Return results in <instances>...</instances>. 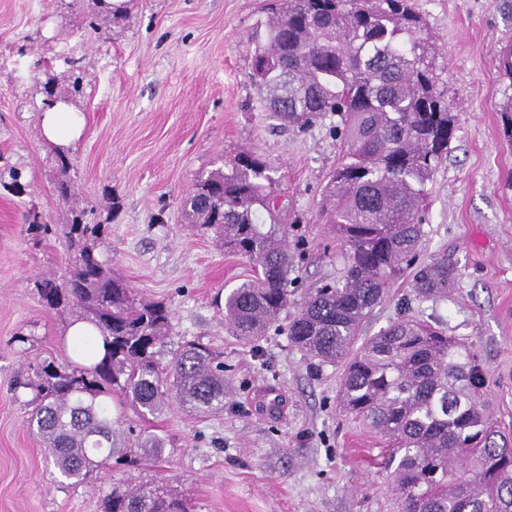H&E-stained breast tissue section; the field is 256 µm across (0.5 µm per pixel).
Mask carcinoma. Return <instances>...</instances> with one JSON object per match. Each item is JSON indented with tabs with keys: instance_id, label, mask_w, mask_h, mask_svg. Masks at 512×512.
<instances>
[{
	"instance_id": "cac0c4a2",
	"label": "carcinoma",
	"mask_w": 512,
	"mask_h": 512,
	"mask_svg": "<svg viewBox=\"0 0 512 512\" xmlns=\"http://www.w3.org/2000/svg\"><path fill=\"white\" fill-rule=\"evenodd\" d=\"M270 14L255 41L251 79L267 110L307 129L336 117L340 147L321 212L345 251L343 281L309 293L289 318V341L342 366L339 401L392 447L397 512H512V441L493 420L481 370L432 323L404 317L359 340L362 323L394 281L410 276L420 300L448 293V258L418 262L424 213L453 138L439 88L433 36L413 0H264ZM499 68L512 82V45ZM266 162L241 153L228 173L199 176L186 200L191 222L224 250L247 258L249 279L224 292V321L258 345L293 304L295 279ZM102 225L73 215L68 267L40 285L43 305L90 323L96 336L68 343L64 364L40 361L19 386L33 392L29 427L62 481L81 483L124 455L108 401L144 419L170 399L197 412L224 409V361L188 341L167 350L172 311L112 274L97 253ZM156 456L163 441L139 435ZM104 512H189L183 498L145 483L112 485Z\"/></svg>"
}]
</instances>
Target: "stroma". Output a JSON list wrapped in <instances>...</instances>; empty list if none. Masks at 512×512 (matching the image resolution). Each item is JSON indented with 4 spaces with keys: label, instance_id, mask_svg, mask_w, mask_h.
Segmentation results:
<instances>
[{
    "label": "stroma",
    "instance_id": "1",
    "mask_svg": "<svg viewBox=\"0 0 512 512\" xmlns=\"http://www.w3.org/2000/svg\"><path fill=\"white\" fill-rule=\"evenodd\" d=\"M441 51L436 59L457 116L448 157L429 185L420 261L457 268L447 294L418 302L402 279L361 326L369 337L403 316L439 321L480 365L494 419L512 434V141L501 108L512 83L498 70L512 43V0H416ZM262 0H0V512H101L115 484L163 481L194 512H393L389 450L339 407L340 366L308 359L283 328L259 349L233 336L214 299L248 278L183 207L200 173L248 151L273 171L285 208L295 301L340 280L345 257L319 216L336 165L332 119L301 132L280 125L251 80L250 41ZM85 117L81 138L45 141L49 97ZM73 196L58 197L60 156ZM106 225L100 252L139 295L170 304L169 348L197 339L222 352L224 409L195 415L171 402L142 420L112 410L131 435L164 438L159 459L63 486L26 426L31 393L14 390L30 365L66 361L71 317L46 309L37 282L63 273L61 233L73 208ZM38 212L50 235L34 237Z\"/></svg>",
    "mask_w": 512,
    "mask_h": 512
}]
</instances>
